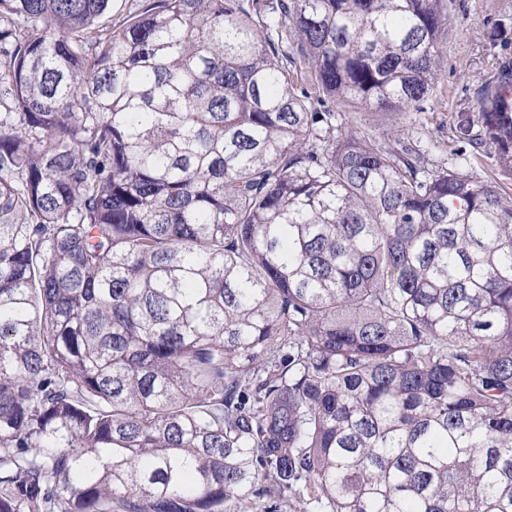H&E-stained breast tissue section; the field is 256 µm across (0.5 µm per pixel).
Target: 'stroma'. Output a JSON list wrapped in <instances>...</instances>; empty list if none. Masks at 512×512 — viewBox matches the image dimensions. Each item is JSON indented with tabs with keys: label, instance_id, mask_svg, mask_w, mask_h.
I'll return each instance as SVG.
<instances>
[{
	"label": "stroma",
	"instance_id": "35a3bbf8",
	"mask_svg": "<svg viewBox=\"0 0 512 512\" xmlns=\"http://www.w3.org/2000/svg\"><path fill=\"white\" fill-rule=\"evenodd\" d=\"M447 5V53L423 110L401 116L364 113L359 129L380 136L411 125L441 147L456 149L451 127L457 115L478 112L479 88L495 74L503 56L512 57V0H447Z\"/></svg>",
	"mask_w": 512,
	"mask_h": 512
}]
</instances>
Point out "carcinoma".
<instances>
[{
  "mask_svg": "<svg viewBox=\"0 0 512 512\" xmlns=\"http://www.w3.org/2000/svg\"><path fill=\"white\" fill-rule=\"evenodd\" d=\"M110 2L0 0V512H512V195L345 112L446 0Z\"/></svg>",
  "mask_w": 512,
  "mask_h": 512,
  "instance_id": "1",
  "label": "carcinoma"
}]
</instances>
